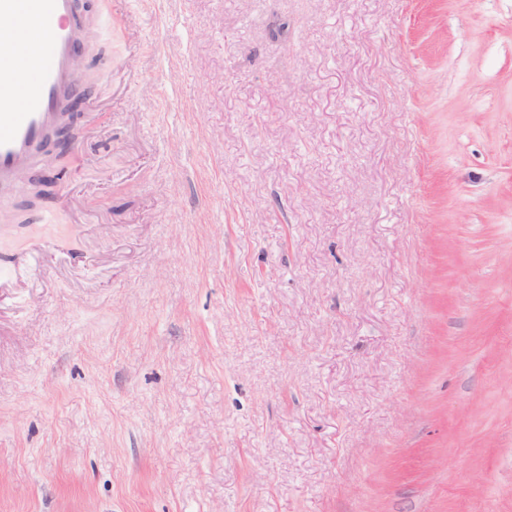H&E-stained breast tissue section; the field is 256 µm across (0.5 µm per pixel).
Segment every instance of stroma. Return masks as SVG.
Wrapping results in <instances>:
<instances>
[{"instance_id":"stroma-1","label":"stroma","mask_w":512,"mask_h":512,"mask_svg":"<svg viewBox=\"0 0 512 512\" xmlns=\"http://www.w3.org/2000/svg\"><path fill=\"white\" fill-rule=\"evenodd\" d=\"M91 2L0 512H512V0Z\"/></svg>"}]
</instances>
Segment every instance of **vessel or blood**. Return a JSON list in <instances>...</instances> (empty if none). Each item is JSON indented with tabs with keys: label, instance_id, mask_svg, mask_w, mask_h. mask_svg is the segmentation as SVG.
<instances>
[{
	"label": "vessel or blood",
	"instance_id": "vessel-or-blood-1",
	"mask_svg": "<svg viewBox=\"0 0 512 512\" xmlns=\"http://www.w3.org/2000/svg\"><path fill=\"white\" fill-rule=\"evenodd\" d=\"M86 20L81 0H0V183L40 167L68 95L83 91L73 57Z\"/></svg>",
	"mask_w": 512,
	"mask_h": 512
}]
</instances>
